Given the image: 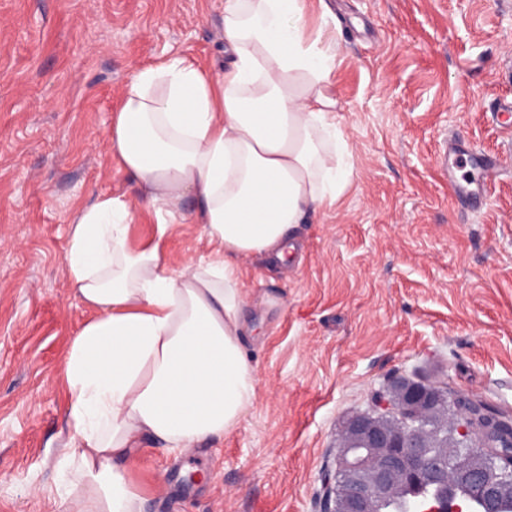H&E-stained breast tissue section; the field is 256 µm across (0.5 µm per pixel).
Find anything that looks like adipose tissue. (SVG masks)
Masks as SVG:
<instances>
[{
	"instance_id": "1",
	"label": "adipose tissue",
	"mask_w": 512,
	"mask_h": 512,
	"mask_svg": "<svg viewBox=\"0 0 512 512\" xmlns=\"http://www.w3.org/2000/svg\"><path fill=\"white\" fill-rule=\"evenodd\" d=\"M303 0H224L223 72L173 56L132 71L105 134L157 222L99 196L72 221V295L95 310L63 359L73 454L66 512H143L127 466L144 441L180 452L234 430L256 397L244 347L241 259L287 263L298 225L349 185L336 123V53L304 34ZM204 225L214 257L173 267L178 220Z\"/></svg>"
}]
</instances>
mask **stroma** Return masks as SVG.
<instances>
[{
  "label": "stroma",
  "instance_id": "1",
  "mask_svg": "<svg viewBox=\"0 0 512 512\" xmlns=\"http://www.w3.org/2000/svg\"><path fill=\"white\" fill-rule=\"evenodd\" d=\"M336 32V121L352 183L301 225L293 261L243 262L257 396L180 454L145 443V512H322L340 428L396 376L512 412V0H304ZM224 0H0V512H64L62 361L91 312L67 287L69 223L137 204L105 131L130 73L179 52L223 71ZM501 156L451 199L442 139ZM184 221L173 263L208 256ZM202 472L187 482L188 473Z\"/></svg>",
  "mask_w": 512,
  "mask_h": 512
}]
</instances>
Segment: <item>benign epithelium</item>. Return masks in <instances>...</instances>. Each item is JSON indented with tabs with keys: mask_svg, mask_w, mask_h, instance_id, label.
<instances>
[{
	"mask_svg": "<svg viewBox=\"0 0 512 512\" xmlns=\"http://www.w3.org/2000/svg\"><path fill=\"white\" fill-rule=\"evenodd\" d=\"M444 392L438 383L393 378L372 399L371 409L347 419L339 433L334 474L322 479L324 512H380L405 488L422 490L408 499L405 512H467L478 498L483 512H500L512 498V485L491 475L496 448L470 452L463 462L448 449L442 422L429 426ZM458 440H475L478 429L464 402L456 403ZM463 465L466 491L453 488L451 470Z\"/></svg>",
	"mask_w": 512,
	"mask_h": 512,
	"instance_id": "7a95c632",
	"label": "benign epithelium"
}]
</instances>
